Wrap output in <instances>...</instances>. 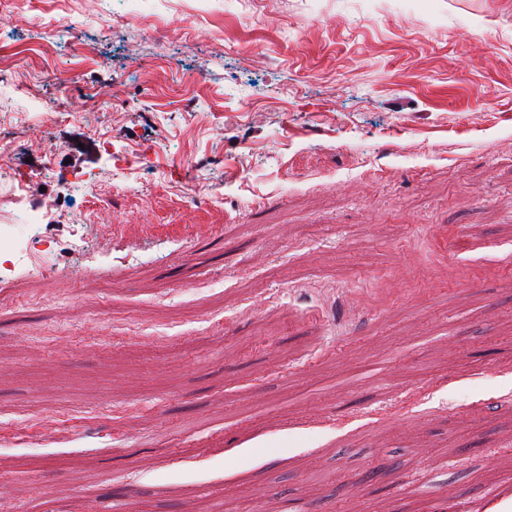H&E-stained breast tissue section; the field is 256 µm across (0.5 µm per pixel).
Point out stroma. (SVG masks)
Segmentation results:
<instances>
[{
	"instance_id": "35a3bbf8",
	"label": "stroma",
	"mask_w": 512,
	"mask_h": 512,
	"mask_svg": "<svg viewBox=\"0 0 512 512\" xmlns=\"http://www.w3.org/2000/svg\"><path fill=\"white\" fill-rule=\"evenodd\" d=\"M0 93L70 118L0 122L70 267L0 280V512H512V0H25Z\"/></svg>"
}]
</instances>
